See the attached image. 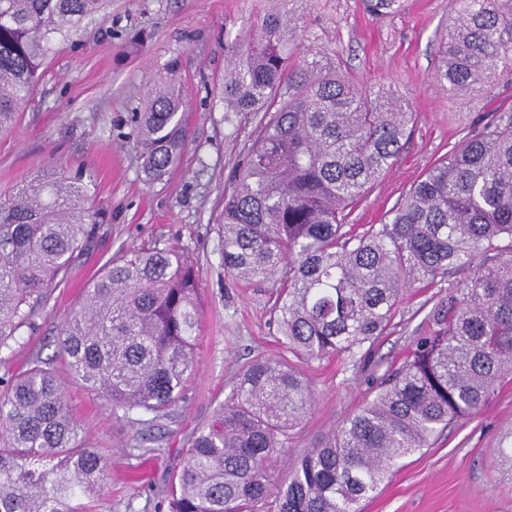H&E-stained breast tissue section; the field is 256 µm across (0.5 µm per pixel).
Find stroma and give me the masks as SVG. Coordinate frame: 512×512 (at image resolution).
<instances>
[{
  "label": "stroma",
  "instance_id": "stroma-1",
  "mask_svg": "<svg viewBox=\"0 0 512 512\" xmlns=\"http://www.w3.org/2000/svg\"><path fill=\"white\" fill-rule=\"evenodd\" d=\"M265 0H107L98 18L56 45L38 70L30 102L0 129V197L56 165L82 170L104 221L69 279L32 311L0 376L34 354L58 357V329L85 283L132 248H182L199 272L201 336L181 399L163 417L111 413L74 385L65 394L82 439L106 462L96 512H166V490L188 440L209 420L255 355L280 357L270 314L274 280L237 281L225 274L220 248L224 191L251 144L260 116L224 109V44ZM301 32L293 67L350 73L359 87L388 86L416 120L390 171L350 215L382 223L397 199L482 120L512 111V76L488 90L449 96L435 81L453 0H398L376 15L364 0H298ZM187 104L188 141L177 166L147 180L132 116L163 78ZM447 285L409 291L391 332L355 357L302 364L314 403L294 430L286 456L304 454L316 437L361 406L377 380L404 361ZM512 430V382L503 381L478 416L451 424L433 447L405 458L362 512H512V483L499 481L491 459Z\"/></svg>",
  "mask_w": 512,
  "mask_h": 512
}]
</instances>
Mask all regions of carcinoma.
<instances>
[{"label":"carcinoma","mask_w":512,"mask_h":512,"mask_svg":"<svg viewBox=\"0 0 512 512\" xmlns=\"http://www.w3.org/2000/svg\"><path fill=\"white\" fill-rule=\"evenodd\" d=\"M293 0H269L224 50V111L260 112L258 132L224 195V271L274 278L283 345L300 361L354 357L390 330L405 292L448 280L406 361L373 396L289 463L291 432L313 404L302 371L256 356L194 432L168 512H356L408 455L455 420L475 417L512 377V115L503 113L439 159L380 224L348 226L392 167L414 122L393 92L345 75H291ZM435 79L468 95L512 72V0H457ZM105 0H0V129L34 90L59 40ZM152 178L188 139L174 80L133 115ZM82 173L52 170L0 199V352L34 303L60 286L99 232ZM507 245H502V242ZM198 272L179 250H130L94 278L60 329L67 379L36 354L0 377V512H93L105 471L81 441L64 382L109 410L167 414L194 369ZM494 471L512 478V434Z\"/></svg>","instance_id":"obj_1"}]
</instances>
